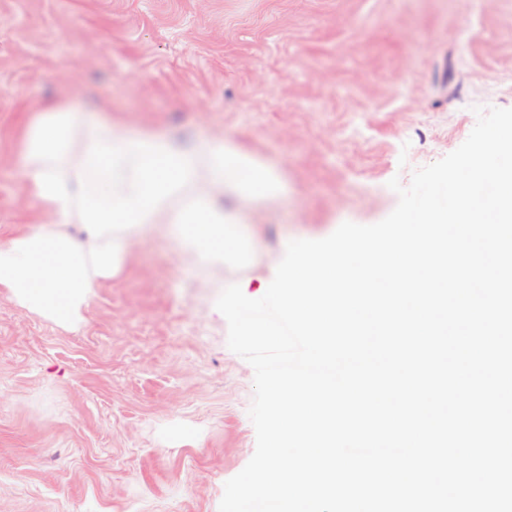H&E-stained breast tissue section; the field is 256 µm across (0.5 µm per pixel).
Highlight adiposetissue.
<instances>
[{
  "instance_id": "ef3b65f1",
  "label": "adipose tissue",
  "mask_w": 512,
  "mask_h": 512,
  "mask_svg": "<svg viewBox=\"0 0 512 512\" xmlns=\"http://www.w3.org/2000/svg\"><path fill=\"white\" fill-rule=\"evenodd\" d=\"M23 173L44 214L34 230L0 243V290L20 307L70 328L93 288L124 268L148 226L172 224L171 250L224 257V227L243 223L220 204L227 188L276 198L281 175L222 139L185 147L156 134L126 135L109 119L87 124L61 110L27 130ZM78 222L86 243L61 230Z\"/></svg>"
}]
</instances>
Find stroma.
I'll return each instance as SVG.
<instances>
[{"instance_id": "stroma-1", "label": "stroma", "mask_w": 512, "mask_h": 512, "mask_svg": "<svg viewBox=\"0 0 512 512\" xmlns=\"http://www.w3.org/2000/svg\"><path fill=\"white\" fill-rule=\"evenodd\" d=\"M35 102L230 139L288 187L225 194L237 259L151 230L76 328L0 292V512H219L256 431L218 296H263L291 240L383 220L390 179L512 108V0H0V240L43 218L20 169Z\"/></svg>"}]
</instances>
